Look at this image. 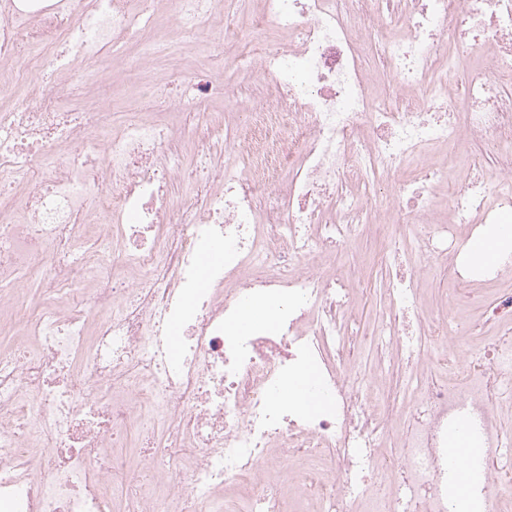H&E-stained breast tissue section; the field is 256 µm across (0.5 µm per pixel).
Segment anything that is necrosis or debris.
I'll return each mask as SVG.
<instances>
[{
	"instance_id": "4bbe7bcc",
	"label": "necrosis or debris",
	"mask_w": 512,
	"mask_h": 512,
	"mask_svg": "<svg viewBox=\"0 0 512 512\" xmlns=\"http://www.w3.org/2000/svg\"><path fill=\"white\" fill-rule=\"evenodd\" d=\"M234 2L0 0V512H284L286 488L313 512H449L460 413L508 512L512 291L478 350L415 299L439 265L456 289L512 278L511 255L463 251L512 223V0H257L244 31ZM118 69L130 106L82 102L76 81ZM155 99L180 123L148 120ZM379 214L383 312L358 333L365 261H328ZM259 301L274 327L248 321ZM302 373L308 410L287 393Z\"/></svg>"
}]
</instances>
